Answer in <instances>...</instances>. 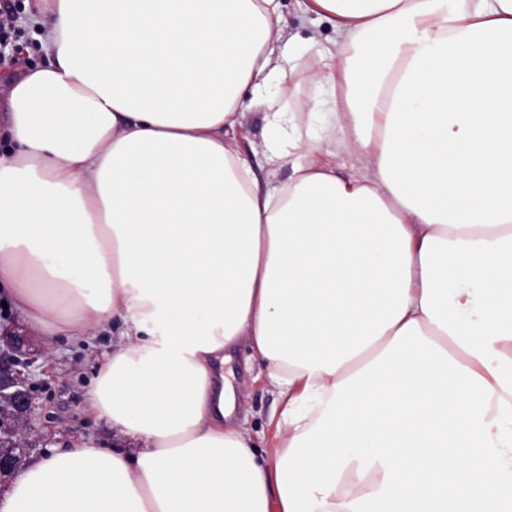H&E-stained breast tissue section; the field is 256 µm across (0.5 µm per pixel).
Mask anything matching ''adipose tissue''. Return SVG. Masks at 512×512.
I'll use <instances>...</instances> for the list:
<instances>
[{
    "instance_id": "1",
    "label": "adipose tissue",
    "mask_w": 512,
    "mask_h": 512,
    "mask_svg": "<svg viewBox=\"0 0 512 512\" xmlns=\"http://www.w3.org/2000/svg\"><path fill=\"white\" fill-rule=\"evenodd\" d=\"M12 81L0 300L72 344L115 447L70 441L0 512H512V0H307L372 177L316 159L275 100L279 0H34ZM268 163L242 157L243 89ZM247 340L280 445L228 423Z\"/></svg>"
}]
</instances>
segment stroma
<instances>
[{
    "mask_svg": "<svg viewBox=\"0 0 512 512\" xmlns=\"http://www.w3.org/2000/svg\"><path fill=\"white\" fill-rule=\"evenodd\" d=\"M11 5L14 28L9 33L16 57L0 58V91L19 77L20 67L45 64L46 57L36 39L38 29L29 16L27 0H0V6ZM303 0H281V23L294 37L296 50L290 55L295 72L306 71L317 49L334 47L336 30L327 19L309 21L303 13ZM267 95L279 100L302 133L318 136L334 125L335 104L331 90L314 79L293 85L291 93H283L272 84ZM244 133L239 150L258 178H266L269 166L263 151L266 137L261 108L246 111ZM30 362L21 371L33 397L31 414L0 419V440L25 436L28 446L15 464L13 473L22 472L33 458L50 447L65 446L70 439L82 437L98 446L113 444L112 434L87 410V392L97 374V362L110 348L109 337L102 336L91 344L75 348L61 336H30L26 339ZM224 375L238 396L234 414L236 424L247 428L259 449L273 448L276 423L283 409L278 390L266 377L264 366L250 356L247 343H240L224 366ZM13 473L0 475V486L12 479Z\"/></svg>",
    "mask_w": 512,
    "mask_h": 512,
    "instance_id": "stroma-1",
    "label": "stroma"
}]
</instances>
